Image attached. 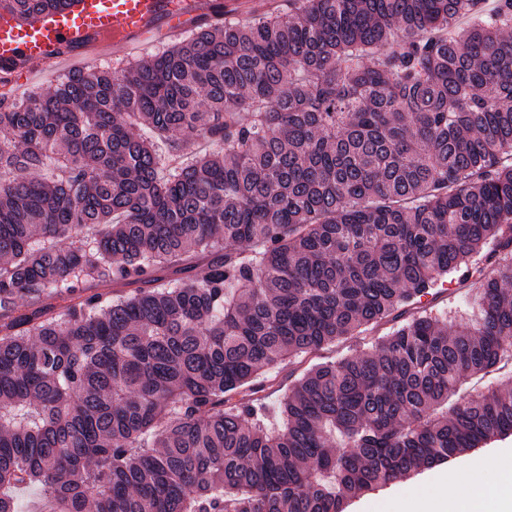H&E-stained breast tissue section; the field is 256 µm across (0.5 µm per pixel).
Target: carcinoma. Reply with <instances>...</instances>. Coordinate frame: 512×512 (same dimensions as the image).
I'll use <instances>...</instances> for the list:
<instances>
[{
    "label": "carcinoma",
    "mask_w": 512,
    "mask_h": 512,
    "mask_svg": "<svg viewBox=\"0 0 512 512\" xmlns=\"http://www.w3.org/2000/svg\"><path fill=\"white\" fill-rule=\"evenodd\" d=\"M450 274L470 323L414 316L262 422L259 375ZM509 364L512 0H290L0 92V512H344L512 435L511 382L460 397Z\"/></svg>",
    "instance_id": "1"
}]
</instances>
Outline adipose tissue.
<instances>
[{"mask_svg": "<svg viewBox=\"0 0 512 512\" xmlns=\"http://www.w3.org/2000/svg\"><path fill=\"white\" fill-rule=\"evenodd\" d=\"M486 498L484 485L452 475L432 494L407 497L400 512H512L511 491L504 492L490 507Z\"/></svg>", "mask_w": 512, "mask_h": 512, "instance_id": "ef3b65f1", "label": "adipose tissue"}]
</instances>
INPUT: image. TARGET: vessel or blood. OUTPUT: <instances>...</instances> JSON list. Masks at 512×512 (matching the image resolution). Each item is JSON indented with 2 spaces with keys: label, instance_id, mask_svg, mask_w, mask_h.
I'll return each instance as SVG.
<instances>
[{
  "label": "vessel or blood",
  "instance_id": "1",
  "mask_svg": "<svg viewBox=\"0 0 512 512\" xmlns=\"http://www.w3.org/2000/svg\"><path fill=\"white\" fill-rule=\"evenodd\" d=\"M199 16V0H77L73 7L32 22L0 11V63L20 58L49 62L57 50L89 36L133 40L158 21L178 33L194 26Z\"/></svg>",
  "mask_w": 512,
  "mask_h": 512
}]
</instances>
